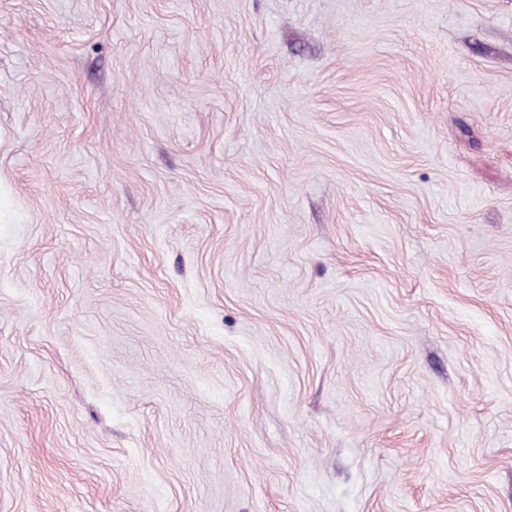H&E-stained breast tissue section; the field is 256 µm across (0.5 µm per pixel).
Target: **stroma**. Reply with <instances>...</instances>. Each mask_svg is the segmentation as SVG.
Listing matches in <instances>:
<instances>
[{"mask_svg":"<svg viewBox=\"0 0 512 512\" xmlns=\"http://www.w3.org/2000/svg\"><path fill=\"white\" fill-rule=\"evenodd\" d=\"M0 512H512V0H0Z\"/></svg>","mask_w":512,"mask_h":512,"instance_id":"1","label":"stroma"}]
</instances>
